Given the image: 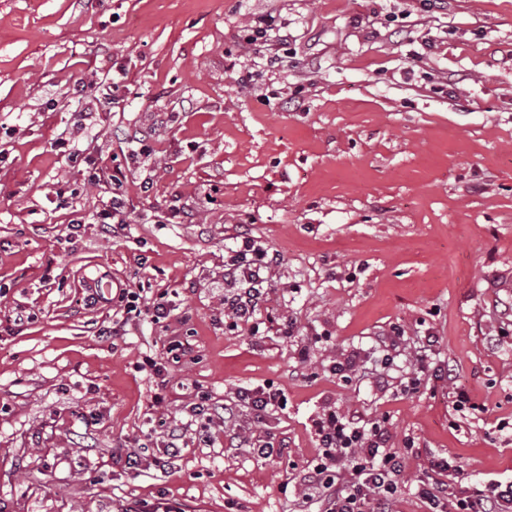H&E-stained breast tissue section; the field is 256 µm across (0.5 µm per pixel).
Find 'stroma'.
Instances as JSON below:
<instances>
[{"label":"stroma","mask_w":512,"mask_h":512,"mask_svg":"<svg viewBox=\"0 0 512 512\" xmlns=\"http://www.w3.org/2000/svg\"><path fill=\"white\" fill-rule=\"evenodd\" d=\"M263 19L286 44L246 43ZM116 65L127 92L76 129V88ZM61 136L121 164L128 236L100 235L105 191ZM141 136L150 156L131 153ZM0 152V512H296L329 405L413 440L393 512H428L416 486L440 457L471 482L512 479V0H0ZM240 232L281 256L256 336L224 313ZM101 276L176 308L99 339ZM395 327L388 385L371 361L329 373ZM427 336L429 372L403 393ZM269 382L286 405L241 414L239 447L217 418L205 436L190 423L168 471L114 463L190 422L196 390L220 407ZM364 362V355L359 349H352L348 353H342L339 359L333 361L330 366V372L333 375H346L357 370L360 364Z\"/></svg>","instance_id":"obj_1"}]
</instances>
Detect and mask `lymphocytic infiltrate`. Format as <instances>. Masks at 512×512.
<instances>
[{"label": "lymphocytic infiltrate", "instance_id": "lymphocytic-infiltrate-1", "mask_svg": "<svg viewBox=\"0 0 512 512\" xmlns=\"http://www.w3.org/2000/svg\"><path fill=\"white\" fill-rule=\"evenodd\" d=\"M84 161L90 183L108 187L111 194L96 213L101 235L125 236L130 221L123 201L126 176L121 166L106 165L102 156L93 154L85 155ZM227 253L224 280L235 290L225 295L224 308L237 322L257 324L266 302L262 285L279 258L245 235L234 237ZM112 304V321L98 329L99 337L125 335L130 322L148 319L158 323L171 312L164 296L149 300L130 288L119 289ZM283 401L281 390L270 383L240 390L236 402L224 407L225 436L237 439L241 408L250 409L260 418ZM315 428L320 452L312 468L299 477L302 507H315L316 512H391L402 466L401 454L393 447L388 429L333 407L323 411ZM452 507L453 512H512V480H494L481 489L462 490Z\"/></svg>", "mask_w": 512, "mask_h": 512}]
</instances>
